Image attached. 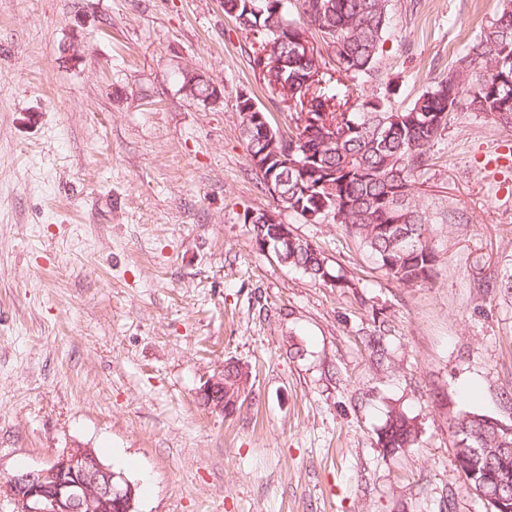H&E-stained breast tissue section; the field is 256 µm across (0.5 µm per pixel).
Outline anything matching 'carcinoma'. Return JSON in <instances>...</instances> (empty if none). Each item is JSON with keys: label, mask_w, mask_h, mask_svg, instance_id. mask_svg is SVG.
Masks as SVG:
<instances>
[{"label": "carcinoma", "mask_w": 512, "mask_h": 512, "mask_svg": "<svg viewBox=\"0 0 512 512\" xmlns=\"http://www.w3.org/2000/svg\"><path fill=\"white\" fill-rule=\"evenodd\" d=\"M303 13L291 12L290 0H224V13L258 33L253 58L265 51L283 66L263 75L281 102L302 113H313L316 124L285 134L265 118L271 133L250 149V162L261 185L273 168L269 160L288 158L281 167L278 206L315 221L332 216L356 238L378 267L407 286L434 277L438 255L426 210L412 193L429 160L430 144L448 126V117L462 104L512 123V0H501L493 21L470 41L448 79L421 94L410 107L396 111L378 97L351 101L350 85H359L375 71L388 33L390 0H302ZM314 30L331 61L296 53L301 39ZM259 249L272 242L287 265L324 283L339 282L322 252L296 236L273 246L271 227L252 225ZM376 360L390 361L383 332L367 340ZM457 467L470 489L484 484L485 493L512 500V435L489 423L478 410L449 414ZM414 418L398 408L388 411L378 434L384 448L415 445ZM481 463L473 472L466 463L473 450Z\"/></svg>", "instance_id": "obj_1"}]
</instances>
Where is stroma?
Here are the masks:
<instances>
[{
  "mask_svg": "<svg viewBox=\"0 0 512 512\" xmlns=\"http://www.w3.org/2000/svg\"><path fill=\"white\" fill-rule=\"evenodd\" d=\"M496 9L391 0L363 93L408 107ZM254 51L224 0H0V479L79 444L140 485L136 512H489L448 410L512 425V126L451 114L414 187L439 262L408 287L261 187L238 95L294 124ZM271 209L343 287L256 247L244 215ZM229 359L250 383L225 416L197 391ZM394 406L420 432L390 453Z\"/></svg>",
  "mask_w": 512,
  "mask_h": 512,
  "instance_id": "stroma-1",
  "label": "stroma"
}]
</instances>
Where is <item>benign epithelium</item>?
<instances>
[{
  "label": "benign epithelium",
  "instance_id": "7a95c632",
  "mask_svg": "<svg viewBox=\"0 0 512 512\" xmlns=\"http://www.w3.org/2000/svg\"><path fill=\"white\" fill-rule=\"evenodd\" d=\"M249 375L241 371L238 387L224 385V370L207 378L198 398L213 412L232 409L243 397ZM8 499L19 512H135L136 486L105 466L94 449L73 446L41 468L0 481V501Z\"/></svg>",
  "mask_w": 512,
  "mask_h": 512
}]
</instances>
